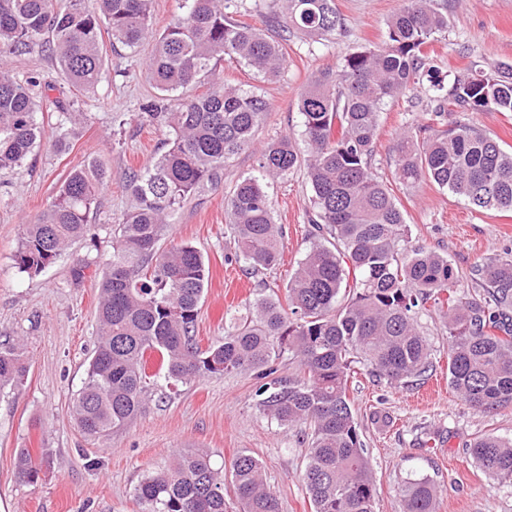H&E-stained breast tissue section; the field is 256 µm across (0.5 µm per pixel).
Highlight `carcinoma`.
<instances>
[{
	"label": "carcinoma",
	"mask_w": 512,
	"mask_h": 512,
	"mask_svg": "<svg viewBox=\"0 0 512 512\" xmlns=\"http://www.w3.org/2000/svg\"><path fill=\"white\" fill-rule=\"evenodd\" d=\"M238 0H182V13L153 29L152 0H0V55L39 48L49 52L66 81L93 88L101 74L102 31L112 45L137 51L148 43L147 74L155 94L143 100L146 121L165 134L166 149L132 170L125 187L134 207L118 224L112 256L99 284L97 345L71 406L81 431L109 437L141 412L149 354L170 383L250 370L262 412L277 423L308 428L302 482L314 512H374L377 485L347 395L353 364L404 386L433 368L418 315L431 307L448 326V383L471 407L491 412L512 405V257L475 266L479 299L459 291L448 256L409 245L396 197L371 165L386 102L425 89L428 122L405 129L397 144L395 178L403 186L429 181L476 210H512V150L482 129L455 120L512 112V65L473 62L446 80L426 46L448 29L431 0H407L387 23L384 43L359 48L339 74L325 73L297 99L311 185L312 242L285 287L259 293L250 319L201 349L194 336L209 279L203 254L189 243L161 249L168 217L194 194L217 186L224 169L255 145L269 103L264 95L215 79L224 57L243 62L265 82L279 80L284 47L234 18ZM285 26L308 35L344 32L334 0H284ZM211 80L208 91L188 90ZM37 75L19 81L0 74V171H17L40 143V114L57 112L59 126L85 113L51 100ZM300 165L285 135L260 151L258 175L244 176L225 199L233 255L262 273L282 259V231L263 175H286ZM109 173L92 159L70 171L47 208L23 230L19 270L36 275L77 240L91 234V214ZM296 363L284 378L274 365L282 354ZM28 372L19 343L0 342V389L22 384ZM470 455L490 478L512 481V440L485 435ZM43 457H17L19 477L33 483ZM236 500L224 496V475L204 453L182 454L135 487L142 512H281L262 466L242 452L231 463ZM403 512H436V484L412 472L400 489Z\"/></svg>",
	"instance_id": "cac0c4a2"
}]
</instances>
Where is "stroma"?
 Returning <instances> with one entry per match:
<instances>
[{
    "label": "stroma",
    "mask_w": 512,
    "mask_h": 512,
    "mask_svg": "<svg viewBox=\"0 0 512 512\" xmlns=\"http://www.w3.org/2000/svg\"><path fill=\"white\" fill-rule=\"evenodd\" d=\"M405 0H335L344 35L308 37L291 32L279 81H262L233 59L217 65L224 82L254 89L269 102L256 149L226 167L217 187L189 199L172 218L168 239L203 253L210 278L200 304L195 335L208 346L227 326L246 319L259 288L284 294L285 285L309 246L311 187L304 169L270 179L275 219L284 230L283 257L276 269L257 276L228 262L231 252L225 198L239 177L258 168V149L291 136L299 156L308 145L301 134L297 98L312 80L337 73L345 57L363 46L382 44L388 19ZM448 29L427 48L441 76L463 71L471 60L512 64V0H434ZM22 79L43 74L64 101L78 100L86 120L70 127L67 147L57 151L58 113L44 116L45 134L18 171L0 172V342L23 344L30 369L22 385L0 394V512H142L134 488L149 472L169 466L178 453L204 452L216 465L238 453L256 457L276 492L281 512H313L302 482L308 442L304 427L287 428L258 407L253 372L209 376L171 385L156 376L142 412L108 440L85 436L71 416L96 344L99 281L112 255V226L134 205L125 189L128 171L145 166L163 149V135L143 120L140 105L153 88L144 75V55L124 47L107 49L97 85L78 90L56 73L41 50L0 55V72ZM427 98L417 90L386 105L373 167L392 189L410 229L412 245L446 254L466 294L481 293L471 271L479 261L512 250V210L477 211L431 183L403 187L394 178L398 133L424 121ZM102 161L110 180L92 222L93 237L72 244L40 275L15 264L25 224L46 208L69 172L89 159ZM419 327L431 349L433 371L424 381L393 387L359 370L348 395L378 487L375 512H402L399 489L413 471L430 475L438 487L437 512H512V482L487 479L466 446L494 434L512 438V406L483 412L465 403L448 384V332L434 313ZM387 416L388 424L377 423ZM48 455L36 482L21 481V450Z\"/></svg>",
    "instance_id": "obj_1"
}]
</instances>
